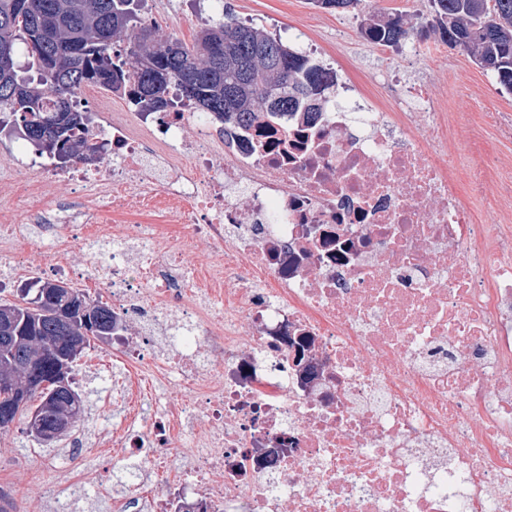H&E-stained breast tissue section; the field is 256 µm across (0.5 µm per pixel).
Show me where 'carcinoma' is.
Here are the masks:
<instances>
[{
    "label": "carcinoma",
    "instance_id": "carcinoma-1",
    "mask_svg": "<svg viewBox=\"0 0 512 512\" xmlns=\"http://www.w3.org/2000/svg\"><path fill=\"white\" fill-rule=\"evenodd\" d=\"M137 0H0V50L16 53L24 45L27 70L21 76L12 63L0 67V124L20 129L25 140L63 165L87 162L99 146L85 137L88 115L79 108L80 90L90 84L118 93L140 112H169L179 107L201 108L219 120L233 115L236 124L250 126L262 112H318L327 103L325 92L336 86V72L310 59L268 32L237 21L225 13L211 19L188 45L161 36L139 16ZM434 33L451 48H462L497 83L512 93V0H431ZM364 36L396 47L411 35L400 14L364 19ZM126 48L115 49V42ZM228 45L244 60L248 80L237 83L215 59V49ZM53 297L37 300L26 294L14 302L0 301L10 310L19 336H40L44 353L42 395L20 400L9 386L0 388V403L14 406L16 420L26 419L38 401L53 398L55 362L68 355L57 344L54 308L72 299L98 307L100 314L84 336L112 328V306L92 300L80 288L49 287ZM30 348L24 342L0 351V377L12 374L11 359Z\"/></svg>",
    "mask_w": 512,
    "mask_h": 512
}]
</instances>
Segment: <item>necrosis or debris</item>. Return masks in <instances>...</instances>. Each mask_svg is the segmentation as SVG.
I'll use <instances>...</instances> for the list:
<instances>
[{
  "label": "necrosis or debris",
  "mask_w": 512,
  "mask_h": 512,
  "mask_svg": "<svg viewBox=\"0 0 512 512\" xmlns=\"http://www.w3.org/2000/svg\"><path fill=\"white\" fill-rule=\"evenodd\" d=\"M343 91L247 129L141 112L148 141L89 106L111 169L75 164L71 189L164 217L33 216L55 275L112 241L85 289L112 296L113 382L137 394L98 456L148 464L112 512H512V185L475 153L459 186L447 95L403 86L405 112ZM490 185L486 224L472 200ZM201 242L215 259L193 277L179 254Z\"/></svg>",
  "instance_id": "1"
}]
</instances>
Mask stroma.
<instances>
[{
  "mask_svg": "<svg viewBox=\"0 0 512 512\" xmlns=\"http://www.w3.org/2000/svg\"><path fill=\"white\" fill-rule=\"evenodd\" d=\"M223 2L225 12L238 21L264 26L291 47L316 50L322 62L337 71L340 81L361 77L374 91L390 99L397 97L401 85L416 81L426 83L435 93H452L454 104L448 125L454 135L448 141L449 152H465L469 129L484 127L488 135L479 146L480 152L488 156L500 177L512 181V135L502 134L495 126L497 113L512 114V94L501 92L493 74L480 68L466 52L449 48L432 34H411L397 51L374 43L361 33L366 13L362 7L331 11L313 7L309 0ZM151 19L160 34L189 43L208 16L197 12L194 0H156ZM29 151L19 134L0 137V220L10 224L29 223L35 206L71 199L66 182L56 170H47L39 177L19 166V159ZM111 353V344L98 342L77 362L74 375L85 401V413L75 430L84 438L87 468L96 480L116 490L120 487V471L96 458L99 438L124 408L112 390L111 375L93 366L96 356ZM69 443L65 437L53 447H45L27 436L21 422L0 435V474L7 476L21 512H48L50 504L43 497L47 481L70 502L72 512H112L110 497L99 494L94 483L77 482L66 468L43 471L42 460Z\"/></svg>",
  "mask_w": 512,
  "mask_h": 512,
  "instance_id": "stroma-1",
  "label": "stroma"
}]
</instances>
